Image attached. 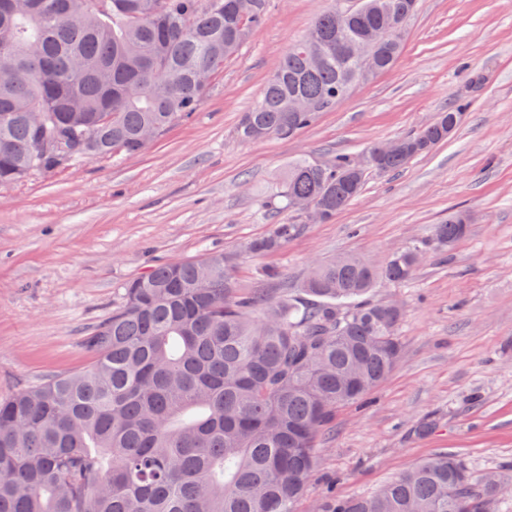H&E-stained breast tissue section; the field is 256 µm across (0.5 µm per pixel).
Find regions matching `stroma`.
Returning <instances> with one entry per match:
<instances>
[{"instance_id":"35a3bbf8","label":"stroma","mask_w":512,"mask_h":512,"mask_svg":"<svg viewBox=\"0 0 512 512\" xmlns=\"http://www.w3.org/2000/svg\"><path fill=\"white\" fill-rule=\"evenodd\" d=\"M329 5L269 0L268 23L197 111L140 154L0 185V396L86 368L81 336L155 265L224 251L242 286L264 287L261 270L276 267L279 287L293 288L326 258L383 261L458 208L472 217L466 237L429 254L410 282L369 293L403 307L401 357L365 405L337 409L296 512H319L331 491L373 494L441 451L477 471L512 470V0H420L392 69L294 137L242 142V112ZM460 105L447 142L369 173L331 222L272 202L289 162L356 158ZM284 221L302 230L282 250L247 252ZM429 419L437 428L418 435Z\"/></svg>"}]
</instances>
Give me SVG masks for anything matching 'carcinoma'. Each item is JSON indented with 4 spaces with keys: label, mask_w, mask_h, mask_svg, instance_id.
<instances>
[{
    "label": "carcinoma",
    "mask_w": 512,
    "mask_h": 512,
    "mask_svg": "<svg viewBox=\"0 0 512 512\" xmlns=\"http://www.w3.org/2000/svg\"><path fill=\"white\" fill-rule=\"evenodd\" d=\"M0 0V185L98 157L141 153L196 111L207 86L268 19L267 0ZM419 0H332L293 43L238 134L292 137L367 79L354 43L412 16ZM347 14L344 26L336 11ZM404 40L376 46L382 70ZM316 105L294 110V101ZM440 112L371 169L392 172L448 140ZM366 170L339 155L288 165L283 208L328 223ZM471 224L463 210L383 262L342 255L304 278L297 301L244 290L232 254L161 264L82 338L91 364L0 398V512H295L336 408L361 404L397 364L404 310L364 299L409 282L431 250ZM300 225L273 224L250 253L282 249ZM512 475L439 452L370 496L322 512H503Z\"/></svg>",
    "instance_id": "1"
}]
</instances>
